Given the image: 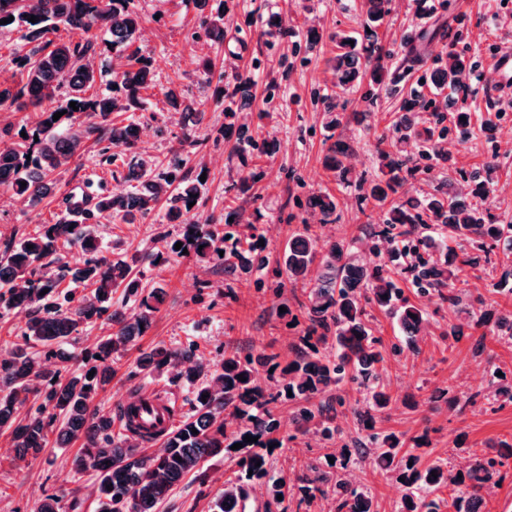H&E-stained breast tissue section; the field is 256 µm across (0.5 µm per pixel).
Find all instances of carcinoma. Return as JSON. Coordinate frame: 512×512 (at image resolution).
<instances>
[{"mask_svg":"<svg viewBox=\"0 0 512 512\" xmlns=\"http://www.w3.org/2000/svg\"><path fill=\"white\" fill-rule=\"evenodd\" d=\"M232 2L219 0L213 9L209 0H197L199 11L191 36L224 42V14ZM358 2L361 31L328 35L336 46V54L327 60L336 91L316 92L314 97L322 105L326 127L332 129L340 124L347 108L342 93L361 91L355 114L362 122L374 112L381 96L400 95L389 133L379 137L383 148L371 177L355 175L351 165L354 147L343 140L329 144L323 156L324 168L336 181L358 182L360 209L370 205L385 209V222L367 229L374 260L366 261L354 255V246L327 240L314 225L302 224L288 241L284 268L274 271L273 288L277 298L288 286L302 288L306 297L299 303L306 325L295 345V358L283 366L276 356L265 353L224 355L211 383L196 388L192 414L171 426L158 453L138 455L127 439L112 433V417L91 408L94 397L112 379V355L133 346L150 329L164 300L161 287L144 292L141 278L133 274L128 261L103 255L92 219L106 214L134 224L162 202L166 203L163 220L168 224L199 211L204 182L198 176L189 178L187 167L191 155L200 149L196 133L205 120V110L187 101L183 91L167 88V102L182 113L178 148L157 163L145 164L131 157L123 176L126 191L99 193L90 212L82 203L71 202L54 223L4 244L0 307L25 309L28 317L21 328L23 344L0 359V430L11 431L15 457L20 461L36 458L50 446L64 448L77 436H84L86 443L74 457L73 466L97 473V512H158L174 485L202 461L224 455V450L236 443L242 444L237 449L240 475L218 495L213 512H237L255 481L268 480L274 499L286 495L288 481L269 476V446L281 443L273 437L278 422L270 405L292 403L290 422L296 433L331 440L338 431L336 418L344 401L338 397L333 405L315 400L346 378L364 395L363 406L353 409L359 437L352 441V449L344 450L338 471H326L316 460L306 464V472L296 477L301 493L298 503L330 494L336 512H375L373 496L355 487L343 472L354 452L371 457L386 473L404 479L399 512H441L444 506L448 512H478L490 505L506 465L495 445L474 455L462 477L450 481L448 466L442 461L418 468L414 449L422 445L421 439H413L414 448L404 451L397 436L379 429V415L390 407L393 397L383 379V347L367 325L369 306L395 315L405 333V345L394 347V354L419 355L420 342L429 333L430 314L403 298L395 279L397 270L412 276L419 293L435 292L455 311L461 300L457 284L464 268L490 262L491 247L512 245V220L481 208L491 195L489 162L483 171L471 174L468 192L457 188L445 172L435 192L422 199L404 197V186L431 170L421 161L448 162V141L472 130L471 113L454 109V104L469 88L473 63L468 51L458 49L461 36L457 32L434 33L436 47L429 55L409 37L384 40L379 29L391 13L392 0ZM33 15L37 17L34 23L28 21ZM2 19L8 23H0V29L25 27V38L32 47L17 58L21 83L13 89L0 87V106L7 104L18 111L37 108L40 120L17 146L0 148V188L35 206L59 191L57 171L70 164L84 140L93 137L107 143L102 154L108 160L115 159L107 154L111 147L133 152L142 124L117 125L111 115L117 110L145 109L141 92L153 83L152 65L134 46L143 16L133 9L131 0H0ZM61 27L79 30L84 38L75 44L46 38ZM266 35L291 44V51L298 55L302 48L309 49L323 39L317 28L301 33L277 12L268 16ZM117 48L126 56L115 71L113 87L94 91L93 60ZM430 59L433 96L413 89L401 94L400 83ZM253 87L251 79L240 73H225L213 97L227 103L226 112H244L253 105ZM62 88L66 90L64 104L54 109L43 106ZM72 102L78 110L70 107ZM61 111L64 118L53 120ZM419 112L431 114L429 125L419 126ZM224 139L240 145L238 189L245 192L255 180L256 168L250 166L244 152L255 139L248 135V125L232 123L224 124ZM306 205L324 224L339 218V200L328 192H310ZM261 239H266L264 229L230 208L218 222L211 215H202L196 223L185 225L179 239L182 248L172 245L165 252L158 251L152 261L174 264L186 250L198 262L224 266L229 275L260 273L266 268ZM65 244L78 247V262L66 260L61 253ZM118 288L138 301L137 313L128 316L118 309L109 310L106 303ZM493 289L511 301L512 270L503 271ZM102 318L108 320L110 333L86 352L84 369L64 377L61 369L47 367L55 357L66 360L58 347L80 326ZM473 326L482 329L477 345L483 349L489 340L511 339L512 309L500 305L493 312L483 311ZM195 351L193 343L182 349L154 347L141 353L137 369L145 374L160 373L191 359ZM255 364L273 369L269 386L255 384ZM92 370L95 374L91 376ZM498 372L493 369L488 388L495 400L510 403L512 379ZM240 375L244 380L238 379ZM42 385L43 402L31 408L25 420H18V409L28 394L40 391ZM205 393L209 397L204 399ZM247 435L257 441H244ZM445 486L446 500L437 495Z\"/></svg>","mask_w":512,"mask_h":512,"instance_id":"1","label":"carcinoma"}]
</instances>
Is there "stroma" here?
Masks as SVG:
<instances>
[{
	"mask_svg": "<svg viewBox=\"0 0 512 512\" xmlns=\"http://www.w3.org/2000/svg\"><path fill=\"white\" fill-rule=\"evenodd\" d=\"M273 10L296 18L299 28L316 26L329 33L358 26L353 0H318L314 10H305V0H270ZM144 18L138 44L150 58L154 74L152 86L145 91L147 108L143 111L116 112L113 122L136 120L145 131L135 149L136 154L150 153L163 158L177 148L181 132L178 113L171 111L165 90L172 85L188 90L206 111V120L198 135L204 139V161L208 167L202 210L221 218L225 206L239 208L248 215H258L266 230L269 247L265 252L268 269L282 263L283 248L288 239L302 227L301 218H289L285 203L304 196L306 190L322 189L339 199L340 219L325 225V237L336 241L364 243L361 224L383 223L385 212L373 210L371 216L358 211L355 189H342L330 181L322 159L327 147V132L322 124L321 106L314 102V88L332 86L334 76L327 60L334 52L329 41H321L306 58L284 57L282 47H268L259 33L262 17L255 13L252 0H238L234 16L227 21L224 43L195 39L191 28L196 16L195 0H133ZM461 0H450L449 7L435 9L422 19H415V0H393V11L385 26L393 36L410 35L415 41L430 37L439 28L458 31L461 45L475 59L489 58L497 49L512 46V0H472L468 11H461ZM211 59L213 72L232 67L240 73L252 72L257 101L254 110L240 119L259 131L262 139L274 142L276 151L265 157L261 175L247 192H239V172L229 162L230 146L224 143L220 130L225 123L224 109L216 105L213 86L199 69L202 59ZM260 59V69H253V59ZM276 79L283 95L284 112L278 122L259 116L265 107L266 84ZM471 92L461 101L462 109L476 113L479 120H492L491 131L474 128L462 144L448 148V164L468 172L493 163L491 173L497 200L512 205V146L505 136L512 133V107L494 101L482 71H474ZM393 108L391 99H381L368 126L358 125L352 116H344L335 130L338 138L351 142L353 167L370 172L378 163L377 138L386 126V114ZM164 121L166 137H159L150 126L153 120ZM122 161L101 163L99 146L86 141L59 177L62 192L81 195L85 186L105 185L108 191L126 188ZM60 211L59 200L46 198L31 206L15 200L12 207L0 209V244L13 237L35 233L40 225L54 223ZM98 235L104 255L121 254L135 262L145 286H163L164 302L151 328L135 347L115 356L114 376L105 390L93 400L102 413H116L121 402L132 392L153 386L170 394L177 417L192 411L193 388L177 378L169 369L151 376L139 373L137 359L141 350L163 346L179 349L194 343L205 355V368H212L224 354L225 346H233L241 354L265 352L275 354L285 363L294 358V345L299 329L289 327L282 317L281 304L297 307L303 293L285 290L283 298L257 289L250 275L226 276L223 268L208 267L185 259L172 265L152 263L150 256L167 242L179 239V224H159L156 215H149L134 224H125L107 216L98 221ZM508 250L495 249L490 264L479 269H465L461 288L467 294L459 313H451L436 295L423 296L411 285H404L405 298L428 309L431 315L429 334L418 357L391 354L384 379L393 396L391 406L378 418V426L386 432L404 437L425 436L420 448L422 465L438 460L465 463L472 451L486 443L512 445V403L488 405L478 400L473 407L457 413L449 410L448 400L484 388L492 366H499L512 376V349L491 343L486 349L474 346L471 336H452L451 326L463 323L466 311L492 309L497 299L492 285L507 266ZM343 398L345 407L337 423L340 433L336 441L327 443L307 435L289 440V405H275L273 414L279 422L277 437L283 447L273 449L270 464L273 473L295 478L302 462L338 455L350 443L357 426L352 410L362 395L356 385L343 381L333 389ZM81 441L65 448H48L38 458L24 462L14 459L7 435L0 434V512H35L44 495L56 496L60 512H94L96 477L92 472L76 470L72 458L80 452ZM238 455L226 452L224 457L201 462L196 473L186 477L170 491L159 512H212L215 498L225 481L235 478ZM353 483L371 492L377 512H398L401 493L396 482L383 475L370 458H355L349 464Z\"/></svg>",
	"mask_w": 512,
	"mask_h": 512,
	"instance_id": "35a3bbf8",
	"label": "stroma"
}]
</instances>
